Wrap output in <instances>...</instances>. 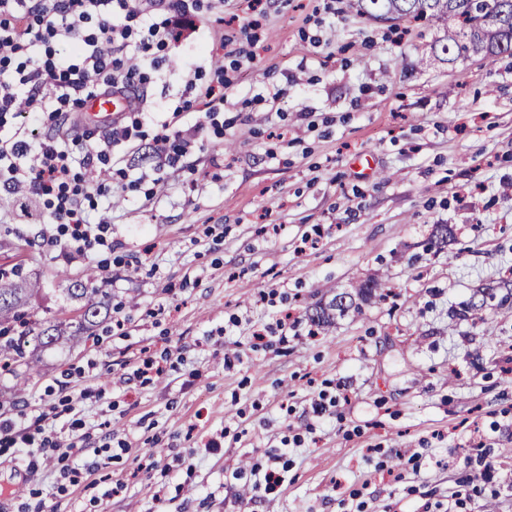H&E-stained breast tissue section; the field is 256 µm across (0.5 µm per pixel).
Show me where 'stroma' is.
Here are the masks:
<instances>
[{
    "label": "stroma",
    "instance_id": "35a3bbf8",
    "mask_svg": "<svg viewBox=\"0 0 512 512\" xmlns=\"http://www.w3.org/2000/svg\"><path fill=\"white\" fill-rule=\"evenodd\" d=\"M223 13L239 25L202 9L199 45L246 33L256 62L234 73L215 121L173 118L186 155L156 158L149 123L115 148L124 176L83 205L110 221L105 244L48 250L0 189V265L44 283L31 322L78 316L59 271L97 267L110 308L97 343L39 351L23 400L0 406L38 414L96 362L79 460L98 468L73 485L0 446V512H445L455 492L459 512H512V307L451 317L512 269V57L440 62L439 30L396 40L356 0L264 13L224 0ZM187 80L152 74L147 109L189 98ZM272 86L274 103L259 96ZM442 225L447 244L427 249ZM371 279L390 297L311 334L317 303ZM279 309L287 342L251 348ZM142 349L167 357L165 373L125 382ZM323 393L338 402L318 415ZM217 435L222 448L206 450ZM279 455L284 484L255 497L252 464Z\"/></svg>",
    "mask_w": 512,
    "mask_h": 512
}]
</instances>
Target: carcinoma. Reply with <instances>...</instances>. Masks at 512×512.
Listing matches in <instances>:
<instances>
[{"mask_svg":"<svg viewBox=\"0 0 512 512\" xmlns=\"http://www.w3.org/2000/svg\"><path fill=\"white\" fill-rule=\"evenodd\" d=\"M358 11L369 19L385 21L399 19L424 20L437 23L445 30L443 39L434 46V54L444 62L454 63L472 55H479L492 65L501 56H512V0H357ZM98 270L89 268L84 279L70 283L65 288L67 297L82 303L83 314L68 324L53 323L33 334L29 331L17 336L0 332V361L10 368L16 383L0 397L15 400L25 392V376L38 367V358L27 351L63 344H77L85 339L88 325L100 315V306L94 302L99 294ZM383 288L377 281L360 286L357 295L342 293L329 303L318 304L310 314V320L318 326H328L336 317L345 315L357 307L354 297H370ZM42 289L39 279L31 280L20 270H0V318H18L28 300ZM494 297L482 293L481 299H470L452 317L465 320L471 311L482 307Z\"/></svg>","mask_w":512,"mask_h":512,"instance_id":"cac0c4a2","label":"carcinoma"}]
</instances>
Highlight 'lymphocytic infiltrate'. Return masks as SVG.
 Segmentation results:
<instances>
[{
	"instance_id": "obj_1",
	"label": "lymphocytic infiltrate",
	"mask_w": 512,
	"mask_h": 512,
	"mask_svg": "<svg viewBox=\"0 0 512 512\" xmlns=\"http://www.w3.org/2000/svg\"><path fill=\"white\" fill-rule=\"evenodd\" d=\"M202 8L203 0H0V124L10 117L30 126L46 119L59 129L42 138H0V186L43 198L54 221L38 232L43 246L80 255L103 240L107 220L89 222L81 203L105 192L113 149L135 137L144 121H156L140 88L166 64V50ZM209 56L213 80L189 82L195 98L178 111L197 107L214 118L234 88L232 72L255 60L253 51L226 50L221 40ZM95 94L125 96L133 120H114L96 147L77 155L73 149L86 137L82 104ZM66 410L69 438L58 436L50 411L32 421L1 420L0 433L28 460L48 454L77 460L90 433L77 401Z\"/></svg>"
}]
</instances>
